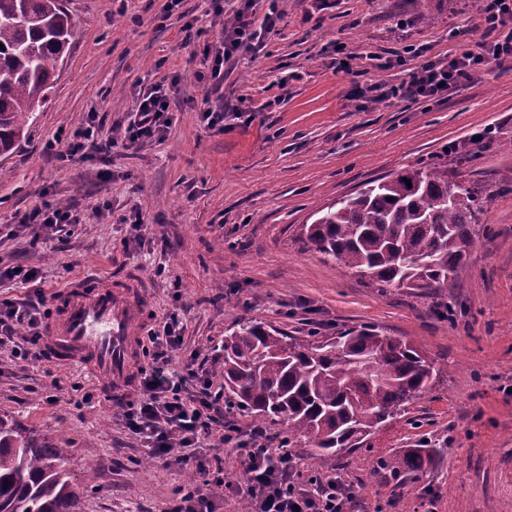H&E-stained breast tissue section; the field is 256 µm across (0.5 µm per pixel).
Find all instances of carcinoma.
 Listing matches in <instances>:
<instances>
[{"label": "carcinoma", "instance_id": "1", "mask_svg": "<svg viewBox=\"0 0 512 512\" xmlns=\"http://www.w3.org/2000/svg\"><path fill=\"white\" fill-rule=\"evenodd\" d=\"M71 37L63 0H0V157L47 102ZM493 196L448 181L441 163L411 168L340 199L300 237L381 288L437 296L466 268L472 225ZM434 372L419 347L373 328L301 339L239 321L224 337V399L257 425L288 423V447L327 462L427 393ZM68 456L0 417V512H80ZM428 459V449L408 448L381 469L416 476Z\"/></svg>", "mask_w": 512, "mask_h": 512}]
</instances>
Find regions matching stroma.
<instances>
[{
	"label": "stroma",
	"instance_id": "obj_1",
	"mask_svg": "<svg viewBox=\"0 0 512 512\" xmlns=\"http://www.w3.org/2000/svg\"><path fill=\"white\" fill-rule=\"evenodd\" d=\"M65 3L73 37L58 79L15 152L0 159V266L35 267L38 280L2 287L0 298L133 269L148 286L152 328L171 310L184 315L173 368L209 371L218 389L224 338L238 320L300 338L373 327L413 341L438 369L429 392L335 467L299 449L303 477L340 476L360 512H512V62L441 103L351 95L406 80L418 59L376 66L404 45L443 58L476 44L479 0H279L264 51L225 62L219 96L205 94L195 74L243 0H182L169 13L166 0ZM337 43L356 49L352 73L331 67ZM151 87L171 101L164 139L111 148L102 160L61 162L47 152L57 132L91 117L102 140L122 138L139 92ZM277 96L281 106L265 111ZM225 106L250 122H203V110ZM483 130L492 140L478 139ZM463 141L472 158L449 166V180L504 193L475 225L467 267L442 295L454 319L438 318L432 298L372 285L299 240L301 225L364 183L433 163ZM46 201L77 208L70 236L38 241L15 222ZM134 213L142 224L120 223ZM121 413L94 375L43 356L22 362L0 344V417L38 443L69 446V468L89 478L81 512H164L189 484L212 495L215 512H239V498L213 496L191 462L149 456ZM406 448L432 451L417 479L399 485L374 473L377 458Z\"/></svg>",
	"mask_w": 512,
	"mask_h": 512
}]
</instances>
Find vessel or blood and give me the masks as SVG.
I'll use <instances>...</instances> for the list:
<instances>
[{"instance_id":"obj_1","label":"vessel or blood","mask_w":512,"mask_h":512,"mask_svg":"<svg viewBox=\"0 0 512 512\" xmlns=\"http://www.w3.org/2000/svg\"><path fill=\"white\" fill-rule=\"evenodd\" d=\"M52 303L55 314L43 329L51 358L84 366L107 390L127 383L149 321L142 284L133 277L88 275L57 290Z\"/></svg>"}]
</instances>
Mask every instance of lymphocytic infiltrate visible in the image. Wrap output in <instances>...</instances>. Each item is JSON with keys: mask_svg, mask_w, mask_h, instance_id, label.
Masks as SVG:
<instances>
[{"mask_svg": "<svg viewBox=\"0 0 512 512\" xmlns=\"http://www.w3.org/2000/svg\"><path fill=\"white\" fill-rule=\"evenodd\" d=\"M252 7L251 0H246L233 23L225 27L224 42L210 58L211 78L221 77L226 58L241 50L259 51L262 35L275 31L281 18L277 4H270L258 29L250 19ZM474 27L483 33L476 47L446 61L424 57L422 50L404 46V53L420 60L408 81L360 86L356 97L374 103L444 101L488 71L490 65L512 60V0H481ZM169 110L166 95L155 90L140 95L134 119L125 129V143L163 137L171 125ZM19 222L37 226L49 236L79 224L80 218L71 207L45 203L20 217ZM42 305L39 299H0V337L21 338L23 345L16 350L20 357H27L30 347L41 343ZM183 331V318L175 311L167 316L162 331H149L144 349L148 362L140 370V395L136 406L123 413L130 433L146 440L149 455L162 459L215 435L221 445L244 451L242 478L226 483L224 491L229 497L247 498L251 512H355V493L340 478L313 476L307 484H300V458L287 440L274 446L260 428L242 430L231 417L223 393L215 390L210 374L195 368L182 375L171 371V354L182 346Z\"/></svg>", "mask_w": 512, "mask_h": 512, "instance_id": "1", "label": "lymphocytic infiltrate"}]
</instances>
